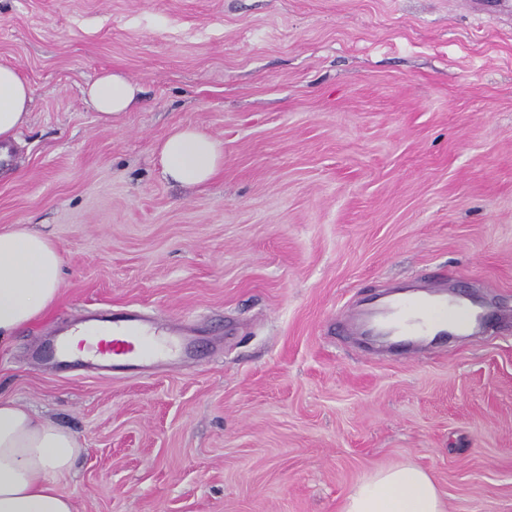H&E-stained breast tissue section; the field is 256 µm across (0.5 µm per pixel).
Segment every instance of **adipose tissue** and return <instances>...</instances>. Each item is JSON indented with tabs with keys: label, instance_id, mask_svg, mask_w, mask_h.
Segmentation results:
<instances>
[{
	"label": "adipose tissue",
	"instance_id": "obj_1",
	"mask_svg": "<svg viewBox=\"0 0 512 512\" xmlns=\"http://www.w3.org/2000/svg\"><path fill=\"white\" fill-rule=\"evenodd\" d=\"M141 87L119 72L101 74L85 95L102 121L130 111ZM31 102L30 86L0 65V142L15 139ZM164 174L201 185L224 166L221 142L193 128L171 131L159 146ZM63 259L47 237L25 227L0 233V343L36 321L57 300ZM78 438L38 413L0 397V512H75L57 479L82 455ZM341 512H443L439 490L421 469L400 464L356 485Z\"/></svg>",
	"mask_w": 512,
	"mask_h": 512
}]
</instances>
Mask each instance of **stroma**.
<instances>
[{"mask_svg":"<svg viewBox=\"0 0 512 512\" xmlns=\"http://www.w3.org/2000/svg\"><path fill=\"white\" fill-rule=\"evenodd\" d=\"M29 114L0 231L60 251L55 305L0 345V397L75 433V512H340L411 464L444 512H512V323L404 360L335 336L347 301L437 269L512 308V0H0ZM143 90L103 122L84 88ZM222 142L168 179L174 127ZM195 324L154 373L37 364L86 309ZM164 174L183 184L201 185L224 167L222 143L194 128H176L159 146Z\"/></svg>","mask_w":512,"mask_h":512,"instance_id":"35a3bbf8","label":"stroma"}]
</instances>
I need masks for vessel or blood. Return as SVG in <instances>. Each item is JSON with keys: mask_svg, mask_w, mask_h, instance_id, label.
<instances>
[{"mask_svg": "<svg viewBox=\"0 0 512 512\" xmlns=\"http://www.w3.org/2000/svg\"><path fill=\"white\" fill-rule=\"evenodd\" d=\"M505 311L489 312L472 306L449 289L444 274L425 277L423 285L396 289L385 300L373 301L337 314L335 329L340 336H385L401 358L417 356L435 348L449 331L470 336L486 332L492 320H504ZM88 324L73 327L63 341L37 349L39 361H56L70 355L73 342L86 352L80 362L96 370L122 371L134 366L148 372L171 365L195 350L188 322L155 319L136 310H94Z\"/></svg>", "mask_w": 512, "mask_h": 512, "instance_id": "vessel-or-blood-1", "label": "vessel or blood"}]
</instances>
